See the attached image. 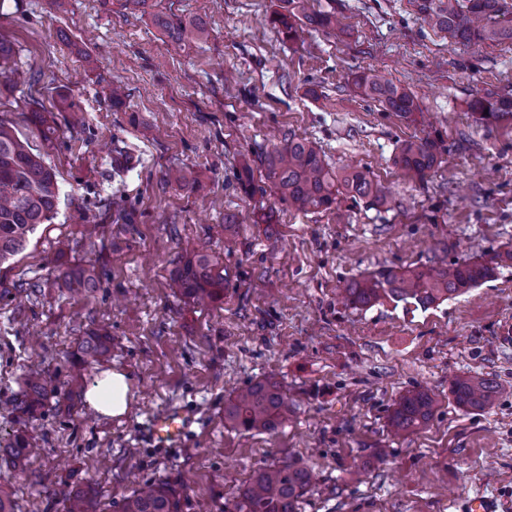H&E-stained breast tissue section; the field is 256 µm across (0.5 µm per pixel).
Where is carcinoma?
<instances>
[{
    "label": "carcinoma",
    "instance_id": "obj_1",
    "mask_svg": "<svg viewBox=\"0 0 512 512\" xmlns=\"http://www.w3.org/2000/svg\"><path fill=\"white\" fill-rule=\"evenodd\" d=\"M291 6L280 22L288 38L299 36L301 28L290 17H302L303 25L315 30L333 29L336 15L310 11L307 0H284ZM423 24L448 34L454 43L468 47L480 43L512 42V7L505 0H413ZM169 36L183 42L204 32L198 24L173 23L157 18ZM361 94L393 112L408 118L418 111L416 97L375 71L356 77ZM468 109L486 122L512 117L511 96L474 98ZM439 162V145L433 139L405 141L394 164L422 178ZM264 172L269 188L289 207L310 212L329 210L338 197L366 199L384 206L389 197L366 170L333 172L315 143L294 135L281 145L257 154L243 168L239 183L248 193H266L255 184L254 169ZM59 205L57 172L40 154L33 152L14 121L0 117V267L9 263L26 247L29 236L40 224L56 218ZM495 267L483 261L452 264L436 263L423 268L392 271L351 280L343 288L344 298L354 307H366L382 298L413 300L426 307L439 299L460 295L492 278ZM227 281L221 257L197 249L181 257L173 272L177 293L200 306L224 297ZM100 273L93 264L67 266L59 270L57 287L70 293L87 294L99 287ZM110 351V337L90 330L77 343V366L100 362ZM498 382L480 375L458 376L450 384L455 403L472 411L491 407L499 395ZM56 387L44 373L31 370L25 376L21 398L12 407L18 417L32 418L56 397ZM437 407V399L423 389L401 394L389 418L396 436L409 434L427 424ZM292 404L283 388L271 380H257L230 397L224 404V423L243 431H272L288 420ZM32 453L31 438L17 431L13 438L0 441V463L15 470L26 467ZM311 486V473L295 459L256 471L239 488L232 512H298V503ZM65 512H104L97 498L79 491L62 493ZM120 512H180L179 492L162 482H151L133 491L122 503Z\"/></svg>",
    "mask_w": 512,
    "mask_h": 512
}]
</instances>
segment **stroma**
Masks as SVG:
<instances>
[{
	"mask_svg": "<svg viewBox=\"0 0 512 512\" xmlns=\"http://www.w3.org/2000/svg\"><path fill=\"white\" fill-rule=\"evenodd\" d=\"M153 2L141 15L121 0H0L8 68L27 76L0 86V114L61 187L54 222L0 270V438L23 427L8 405L29 368L59 392L23 427L38 448L26 469L0 473L16 512H63L65 487L96 490L118 512L155 480L181 490L182 512H224L254 471L287 457L314 475L299 512H459L477 494L512 507V262L426 309L389 299L356 309L340 295L363 275L488 261L512 245V121L467 109L476 96H512V44H451L411 0H309L341 26L295 40L277 22L282 0ZM159 15L205 33L174 44ZM370 70L412 92L419 114L405 120L363 97L354 80ZM115 85L126 90L119 104ZM63 94L80 106V126L57 111ZM34 99L54 115L52 141L30 121ZM291 134L315 141L336 172L370 170L390 204L342 196L300 213L273 193L244 192L238 175L253 152ZM425 137L441 155L421 179L393 158ZM181 168L195 170V185L167 182ZM77 208L99 225L96 244L73 223ZM201 244L229 272L223 298L204 309L170 280L184 249ZM86 261L102 273L99 288H56L61 267ZM25 283L36 292H21ZM95 328L111 336V356L73 380L77 341ZM106 369L132 380L120 417L87 404ZM475 373L502 387L489 410L460 408L449 392L452 376ZM265 377L294 414L272 432L226 427L225 400ZM414 388L439 406L395 436L393 404ZM174 404L196 421L179 443L155 445L149 418Z\"/></svg>",
	"mask_w": 512,
	"mask_h": 512,
	"instance_id": "35a3bbf8",
	"label": "stroma"
}]
</instances>
